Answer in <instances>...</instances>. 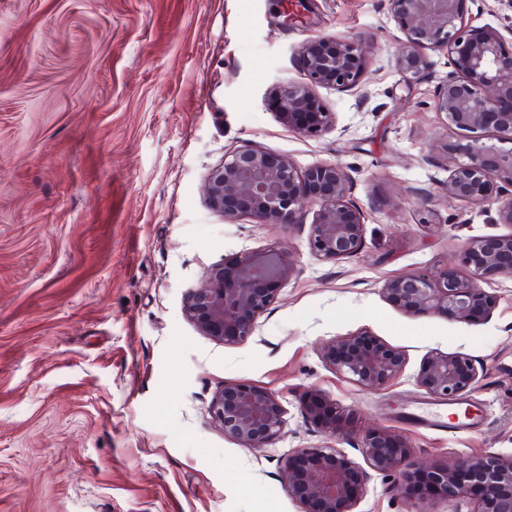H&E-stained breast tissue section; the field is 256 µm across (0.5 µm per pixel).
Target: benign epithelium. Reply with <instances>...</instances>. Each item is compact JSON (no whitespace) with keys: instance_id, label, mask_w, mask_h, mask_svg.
I'll list each match as a JSON object with an SVG mask.
<instances>
[{"instance_id":"7a95c632","label":"benign epithelium","mask_w":512,"mask_h":512,"mask_svg":"<svg viewBox=\"0 0 512 512\" xmlns=\"http://www.w3.org/2000/svg\"><path fill=\"white\" fill-rule=\"evenodd\" d=\"M467 0H389L406 36L397 58L411 79L431 67L427 52H446L452 70L438 83L436 107L448 123L474 134L462 149L464 160L448 168V196L472 204L501 200L499 221L512 224V147L503 150L482 142L493 132L512 144V42L493 28H470ZM299 60L308 76L305 86L274 85L282 122L301 134L330 131L336 125L314 88L355 90L367 68L365 44L322 37L306 42ZM351 178L338 164H318L299 171L288 160L252 145L224 158L204 177L207 207L232 223L247 216L255 224H300L306 208L316 207L309 246L324 259L358 254L365 235L363 211L350 199ZM466 278L435 277L411 272L384 285L383 293L410 315L434 313L471 322L488 319L497 303L480 282L491 275L512 277V233L471 239L464 245ZM294 273L285 251L269 246L242 253L233 267L209 266L200 284L187 291L183 312L199 332L225 345L254 335L256 320L278 296L279 285ZM324 357L337 371L365 389H376L398 375L403 351L358 332L340 336L324 347ZM478 371L465 355L434 352L427 357L418 383L429 393L455 400L477 383ZM212 417L224 435L245 448H266L287 426L286 410L270 390L230 384L210 403ZM309 418L336 434V419L321 398L307 406ZM362 455L369 468L397 472L402 484H418L421 495H477V512H512V457L488 456L457 466L409 460L404 442L382 428L365 436ZM288 494L306 506L304 512H354L367 473L334 448H307L284 466Z\"/></svg>"}]
</instances>
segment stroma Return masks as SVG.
<instances>
[{"mask_svg":"<svg viewBox=\"0 0 512 512\" xmlns=\"http://www.w3.org/2000/svg\"><path fill=\"white\" fill-rule=\"evenodd\" d=\"M0 0V512H302L283 468L304 448L362 463L365 433L400 436L416 461L512 455V278L482 286L485 321L409 315L385 283L463 273L462 245L512 232L498 202L448 197L446 149L468 143L435 105L448 56L420 80L388 0ZM469 23L512 28V0H468ZM368 43L359 87L316 88L337 130L298 134L268 87L304 85L297 54L320 37ZM252 144L299 168L338 163L365 214L360 253L326 260L302 223H225L206 173ZM428 221H421V207ZM285 248L294 273L248 341L203 336L182 311L208 266ZM368 331L406 354L367 390L325 361L335 337ZM463 353L479 372L449 401L417 382L427 356ZM227 383L274 392L284 434L266 448L225 436L209 405ZM332 403L339 430L305 410ZM370 472L355 512H410L413 494ZM327 402L320 398L318 401H312L307 406L309 418L325 432L332 435L336 434V419L330 417L326 410Z\"/></svg>","mask_w":512,"mask_h":512,"instance_id":"35a3bbf8","label":"stroma"}]
</instances>
